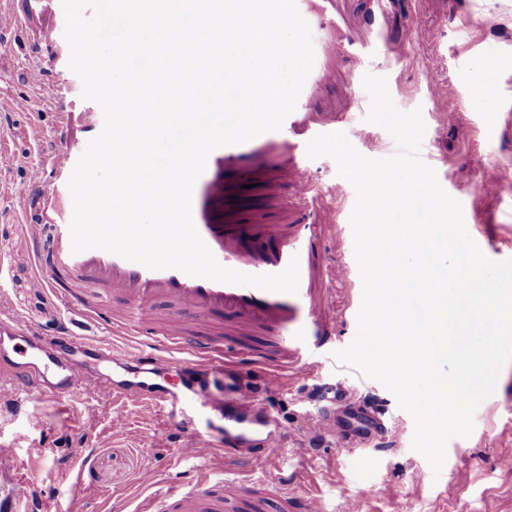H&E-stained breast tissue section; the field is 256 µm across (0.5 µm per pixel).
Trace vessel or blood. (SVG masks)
I'll return each instance as SVG.
<instances>
[{
	"label": "vessel or blood",
	"instance_id": "b4317fda",
	"mask_svg": "<svg viewBox=\"0 0 512 512\" xmlns=\"http://www.w3.org/2000/svg\"><path fill=\"white\" fill-rule=\"evenodd\" d=\"M309 23L315 50L313 69L296 109L281 130L246 143L214 150L193 192L196 229L224 267L247 274L282 272L298 258L297 294L265 291L194 277L177 269L152 270L102 249L71 250L68 225H37L49 232L50 248L35 289L52 287L66 307L75 298L68 285L76 282L102 289L118 300L103 312L84 307L82 318L105 320L113 334L136 337L137 350L112 351L122 369L119 377L81 380L80 356L94 353L96 342L60 329L67 356L56 355L44 336L0 316V375L11 384L0 396L58 401L73 393L112 394L143 398L169 409L179 424L191 426L190 411L218 417L229 477L221 489L201 475L196 488L170 493L163 512H320L317 498L296 493L287 482L255 483L244 469L280 458L287 438L261 399V392L281 389L284 368L301 360L304 351L322 347L336 324L327 317L332 300L321 286L318 249L324 225L322 196L303 165L306 145L316 135L338 131L359 104L365 67L402 52L416 16L396 22L405 0H296ZM260 188L269 203H282L276 223L257 218L242 222L236 195L240 184ZM212 315L221 331L203 329L200 320ZM165 346L158 360L148 349ZM174 369L178 378L157 384L149 376L158 363ZM260 365L266 372L261 387L240 381L239 363ZM223 377L222 391L202 392L195 377Z\"/></svg>",
	"mask_w": 512,
	"mask_h": 512
}]
</instances>
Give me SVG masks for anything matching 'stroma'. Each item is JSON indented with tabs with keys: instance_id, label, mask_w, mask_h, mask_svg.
Returning <instances> with one entry per match:
<instances>
[{
	"instance_id": "1",
	"label": "stroma",
	"mask_w": 512,
	"mask_h": 512,
	"mask_svg": "<svg viewBox=\"0 0 512 512\" xmlns=\"http://www.w3.org/2000/svg\"><path fill=\"white\" fill-rule=\"evenodd\" d=\"M21 7L22 0H0V43L11 47L0 56V314L50 339L70 314L52 289L30 286L38 271L31 209L44 201V222L61 223L69 201L54 158L62 151L83 152L100 129L102 111L81 97L63 30H52L43 18L23 20ZM411 8L424 15L426 26L413 32L404 54L385 70L390 95L400 110L421 109V150L439 158L449 195L465 203L469 234L486 233L490 259H512V138L503 132L504 114L491 103L472 110L458 80L459 72H475L483 60L512 58V0H412ZM429 67L442 82L436 99L422 81ZM368 108L361 103L352 114V143L361 154L376 148L391 156L396 145L383 128L365 122ZM448 111L455 115L449 125L442 121ZM305 166L336 217L320 255L328 264L349 259L355 191L338 176L332 159H309ZM493 180L499 190L484 192L483 184ZM326 285L347 321L337 324L332 344L288 367L281 390L267 395L288 447L280 460L253 467L252 476L276 482L304 474L303 491L316 496L324 512H512V467L499 457L500 448L512 442V362L504 366L495 394L477 408L472 434L449 442L438 480L413 484L411 473L429 464L411 447L412 417L383 385L334 357L357 332L360 274L354 269ZM86 336L102 348L85 357V379L117 374L107 348L133 346V339L101 326ZM328 410L346 428L354 425L353 412L369 414L367 444L342 448L331 438L310 435L304 428L308 416ZM119 411L125 421L118 427L113 419ZM206 433L204 422L184 432L159 409L120 403L106 392L54 404L31 400L18 410L0 403V444L13 450L0 459V475L28 484L31 494L20 512H65L74 495L84 512H160L167 493L190 488L200 473L223 481L224 459L213 448H202L191 460L176 454L189 437ZM147 465L157 480L143 489L137 477ZM65 475L76 479L75 487L63 485ZM384 483L396 488L395 496L380 493Z\"/></svg>"
}]
</instances>
